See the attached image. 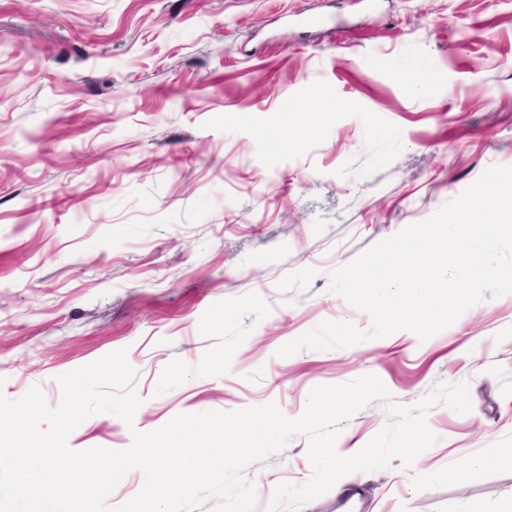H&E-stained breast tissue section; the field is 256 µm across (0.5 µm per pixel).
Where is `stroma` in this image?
I'll use <instances>...</instances> for the list:
<instances>
[{"mask_svg":"<svg viewBox=\"0 0 512 512\" xmlns=\"http://www.w3.org/2000/svg\"><path fill=\"white\" fill-rule=\"evenodd\" d=\"M0 0V393L127 349L133 424L83 422L71 449L123 450L183 413L276 404L378 376L437 405L411 467L355 472L302 512H512V294L420 340L284 344L325 320L371 327L329 276L512 166V0ZM344 20L299 29L297 11ZM374 401L340 455L388 422ZM466 478H459L461 466ZM313 473L304 437L246 468L254 512Z\"/></svg>","mask_w":512,"mask_h":512,"instance_id":"1","label":"stroma"}]
</instances>
